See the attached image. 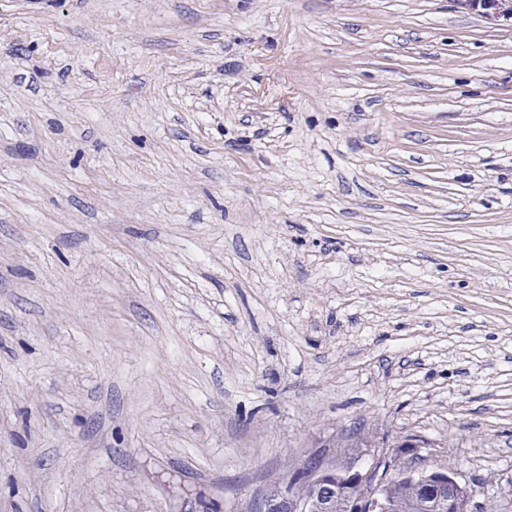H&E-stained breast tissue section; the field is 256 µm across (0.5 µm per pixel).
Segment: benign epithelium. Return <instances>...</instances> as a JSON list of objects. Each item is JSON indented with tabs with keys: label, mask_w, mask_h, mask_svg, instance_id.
<instances>
[{
	"label": "benign epithelium",
	"mask_w": 512,
	"mask_h": 512,
	"mask_svg": "<svg viewBox=\"0 0 512 512\" xmlns=\"http://www.w3.org/2000/svg\"><path fill=\"white\" fill-rule=\"evenodd\" d=\"M461 9L476 11L490 21L512 20V0H455ZM375 463L369 468L350 459L318 456L306 460L301 468L309 493L299 498L293 491L296 482L289 477L283 486L272 488L258 505V512H336V500L342 499L346 512H395L389 494L387 459L405 455L410 466L400 474L417 482L420 494L410 505V512H470V493L456 474L445 468H423L418 457L406 448L390 451L371 448ZM363 490L352 496L349 488Z\"/></svg>",
	"instance_id": "7a95c632"
}]
</instances>
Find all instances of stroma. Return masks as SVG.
I'll use <instances>...</instances> for the list:
<instances>
[{
    "instance_id": "35a3bbf8",
    "label": "stroma",
    "mask_w": 512,
    "mask_h": 512,
    "mask_svg": "<svg viewBox=\"0 0 512 512\" xmlns=\"http://www.w3.org/2000/svg\"><path fill=\"white\" fill-rule=\"evenodd\" d=\"M407 443L512 512V21L0 0V512Z\"/></svg>"
}]
</instances>
